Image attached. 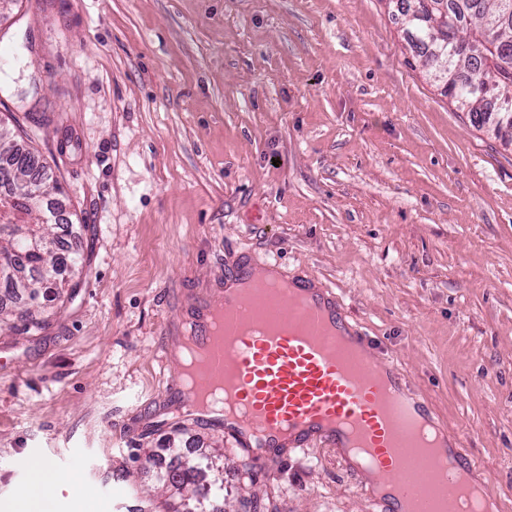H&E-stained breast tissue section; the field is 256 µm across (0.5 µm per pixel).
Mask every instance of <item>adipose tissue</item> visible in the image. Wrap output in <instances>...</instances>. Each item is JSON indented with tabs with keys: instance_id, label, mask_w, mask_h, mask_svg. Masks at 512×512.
I'll use <instances>...</instances> for the list:
<instances>
[{
	"instance_id": "adipose-tissue-1",
	"label": "adipose tissue",
	"mask_w": 512,
	"mask_h": 512,
	"mask_svg": "<svg viewBox=\"0 0 512 512\" xmlns=\"http://www.w3.org/2000/svg\"><path fill=\"white\" fill-rule=\"evenodd\" d=\"M30 482L19 489L14 499L5 503L0 512H55L62 492L73 491V475L53 470L43 461L31 459L26 463Z\"/></svg>"
}]
</instances>
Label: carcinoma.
Returning <instances> with one entry per match:
<instances>
[{"label": "carcinoma", "mask_w": 512, "mask_h": 512, "mask_svg": "<svg viewBox=\"0 0 512 512\" xmlns=\"http://www.w3.org/2000/svg\"><path fill=\"white\" fill-rule=\"evenodd\" d=\"M399 13L406 17L422 13L439 18L443 12L460 25V35L452 27L443 32L447 41L449 77L442 84V92L455 107L469 115L473 125H489L500 138L512 141V107L506 108L501 92L512 88V16L508 22L489 27L487 17L497 13L501 0H399ZM412 42L419 49L432 44L428 31L405 22ZM12 132H0V193L10 191L11 185L25 178L48 183L45 166L30 151L12 143ZM4 215L0 217V288L15 295H25L34 301L38 297H61V272L68 270L79 279L84 271V257L78 252L60 253L51 239L48 224H30L27 217L41 209L40 201L23 196L15 197L10 205L0 203ZM210 467L209 459L186 461L171 473H163L160 480L175 490L198 494L204 498L224 495V482L202 486L197 477Z\"/></svg>", "instance_id": "cac0c4a2"}]
</instances>
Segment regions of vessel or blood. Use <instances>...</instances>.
<instances>
[{
    "instance_id": "1",
    "label": "vessel or blood",
    "mask_w": 512,
    "mask_h": 512,
    "mask_svg": "<svg viewBox=\"0 0 512 512\" xmlns=\"http://www.w3.org/2000/svg\"><path fill=\"white\" fill-rule=\"evenodd\" d=\"M277 306L273 321L266 319L260 300L247 315L232 292H225L223 335L217 341L206 309H194L190 329L209 349L197 383L203 390L219 389L223 402L209 409L179 408V417L204 420L256 460L319 444L334 449L358 483L364 470L353 465L347 451L357 443L366 470L398 489L393 496L371 494V501L379 512H397L396 503L407 496L398 486L403 458L397 437L420 440L426 422V409L411 390L408 374L383 364L356 325H348L346 337L359 348L360 358L336 346L327 335L328 312L341 306L334 292L302 303L288 295ZM465 443V436H457L449 458L452 473L474 468Z\"/></svg>"
}]
</instances>
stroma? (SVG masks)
<instances>
[{
	"instance_id": "1",
	"label": "stroma",
	"mask_w": 512,
	"mask_h": 512,
	"mask_svg": "<svg viewBox=\"0 0 512 512\" xmlns=\"http://www.w3.org/2000/svg\"><path fill=\"white\" fill-rule=\"evenodd\" d=\"M0 45V119L89 255L39 335L0 329V504L36 458L77 479L56 512H159L172 441L211 458L220 512H373L331 449L145 426L188 312L275 256L344 299L512 512V144L411 66L394 5L0 0Z\"/></svg>"
}]
</instances>
